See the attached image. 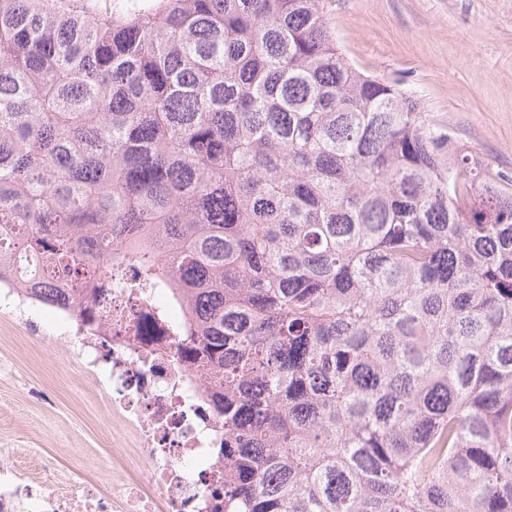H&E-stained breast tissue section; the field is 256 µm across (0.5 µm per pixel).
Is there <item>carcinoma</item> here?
Returning <instances> with one entry per match:
<instances>
[{
	"instance_id": "obj_1",
	"label": "carcinoma",
	"mask_w": 512,
	"mask_h": 512,
	"mask_svg": "<svg viewBox=\"0 0 512 512\" xmlns=\"http://www.w3.org/2000/svg\"><path fill=\"white\" fill-rule=\"evenodd\" d=\"M330 4L0 0V284L183 301L216 512H512V177Z\"/></svg>"
}]
</instances>
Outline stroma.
<instances>
[{
	"mask_svg": "<svg viewBox=\"0 0 512 512\" xmlns=\"http://www.w3.org/2000/svg\"><path fill=\"white\" fill-rule=\"evenodd\" d=\"M330 27L361 71L407 91L491 169L512 172V0H332ZM40 308L36 326L0 306V448L20 461L37 448L59 467L82 457L86 475L112 478L122 437L97 392L77 383L48 338L65 331Z\"/></svg>",
	"mask_w": 512,
	"mask_h": 512,
	"instance_id": "1",
	"label": "stroma"
}]
</instances>
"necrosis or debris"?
<instances>
[{"mask_svg": "<svg viewBox=\"0 0 512 512\" xmlns=\"http://www.w3.org/2000/svg\"><path fill=\"white\" fill-rule=\"evenodd\" d=\"M87 331L52 337L106 401L123 434L112 486L36 461L19 464L0 450V512H213L224 463L215 449L224 426L206 399L203 379L183 361L181 310L138 270L113 264L102 276Z\"/></svg>", "mask_w": 512, "mask_h": 512, "instance_id": "necrosis-or-debris-1", "label": "necrosis or debris"}]
</instances>
